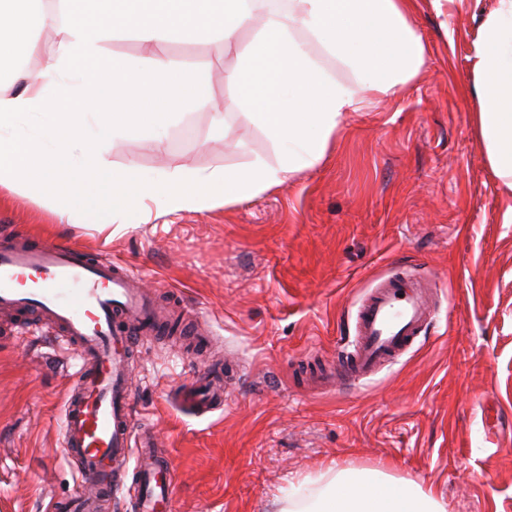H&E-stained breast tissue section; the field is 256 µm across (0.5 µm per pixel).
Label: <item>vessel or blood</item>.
I'll use <instances>...</instances> for the list:
<instances>
[{
  "instance_id": "obj_1",
  "label": "vessel or blood",
  "mask_w": 512,
  "mask_h": 512,
  "mask_svg": "<svg viewBox=\"0 0 512 512\" xmlns=\"http://www.w3.org/2000/svg\"><path fill=\"white\" fill-rule=\"evenodd\" d=\"M162 307L121 263L68 242L0 238V310L39 312L81 362L64 407L63 449L94 495L58 500L53 512H99L101 502L121 494L136 512H172L169 459L157 452L153 433L135 429L132 418L130 367ZM431 312L416 280H384L358 310L346 371L361 378L397 357L430 323ZM182 396L210 409L223 405L224 388L205 377Z\"/></svg>"
}]
</instances>
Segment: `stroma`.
I'll list each match as a JSON object with an SVG mask.
<instances>
[{
  "mask_svg": "<svg viewBox=\"0 0 512 512\" xmlns=\"http://www.w3.org/2000/svg\"><path fill=\"white\" fill-rule=\"evenodd\" d=\"M496 0H416L428 48L407 92L349 113L325 159L291 184L233 205L152 210L148 223L62 224L55 197L0 188V231L79 245L126 265L209 332L143 337L132 367L136 428L175 471L174 512H277L328 469H380L442 498L447 512H512V223L473 132L477 30ZM176 70L215 104L188 108L166 153L146 139L108 148L114 169L239 168L277 153L244 113H221L235 53L173 43ZM432 286V322L374 375L321 390L322 364L352 349L358 309L381 281ZM39 324L0 316V512H48L88 490L63 453V406L80 362ZM230 385L199 415L172 396L207 360Z\"/></svg>",
  "mask_w": 512,
  "mask_h": 512,
  "instance_id": "35a3bbf8",
  "label": "stroma"
}]
</instances>
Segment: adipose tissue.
Masks as SVG:
<instances>
[{
  "mask_svg": "<svg viewBox=\"0 0 512 512\" xmlns=\"http://www.w3.org/2000/svg\"><path fill=\"white\" fill-rule=\"evenodd\" d=\"M58 25L45 0H0V186L42 194L52 182L79 184L73 210L107 228L142 224L137 200L175 212L241 203L319 165L349 113L393 98L423 69L426 45L414 27L413 0H63ZM260 18L246 46L238 36ZM56 28L59 46L32 72L23 55L40 51L37 31ZM150 44L149 57L106 53L108 37ZM222 41L237 61L224 72L234 104L259 125L278 152L276 164L256 158L236 170L177 167L114 172L109 142L148 138L163 146L166 131L188 105L209 104L208 85L175 72L174 42ZM21 47L22 56L12 53ZM334 59L350 75L324 65ZM475 131L485 160L512 192V0H497L478 28L472 79ZM280 512H446L432 490L378 469H340L312 500L288 495Z\"/></svg>",
  "mask_w": 512,
  "mask_h": 512,
  "instance_id": "adipose-tissue-1",
  "label": "adipose tissue"
}]
</instances>
